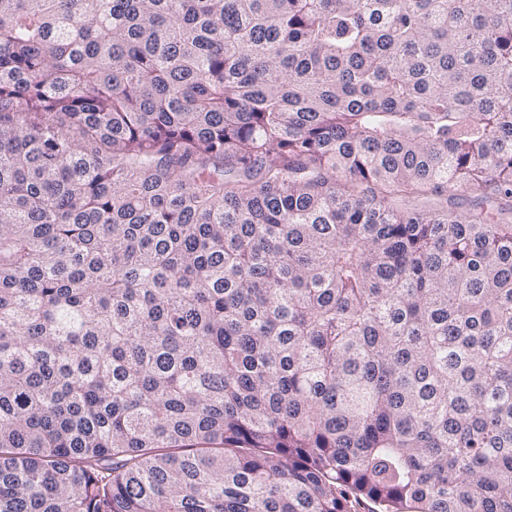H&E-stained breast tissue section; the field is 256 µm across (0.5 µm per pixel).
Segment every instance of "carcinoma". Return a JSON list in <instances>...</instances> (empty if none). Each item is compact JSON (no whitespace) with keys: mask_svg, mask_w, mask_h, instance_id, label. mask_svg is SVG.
<instances>
[{"mask_svg":"<svg viewBox=\"0 0 512 512\" xmlns=\"http://www.w3.org/2000/svg\"><path fill=\"white\" fill-rule=\"evenodd\" d=\"M364 499L512 512V0H0V512Z\"/></svg>","mask_w":512,"mask_h":512,"instance_id":"obj_1","label":"carcinoma"}]
</instances>
